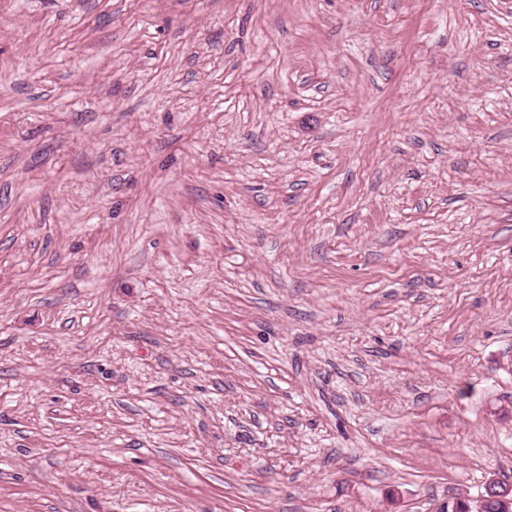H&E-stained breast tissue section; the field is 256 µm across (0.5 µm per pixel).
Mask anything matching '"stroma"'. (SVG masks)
<instances>
[{
	"mask_svg": "<svg viewBox=\"0 0 512 512\" xmlns=\"http://www.w3.org/2000/svg\"><path fill=\"white\" fill-rule=\"evenodd\" d=\"M492 476L512 0H0V512Z\"/></svg>",
	"mask_w": 512,
	"mask_h": 512,
	"instance_id": "1",
	"label": "stroma"
}]
</instances>
